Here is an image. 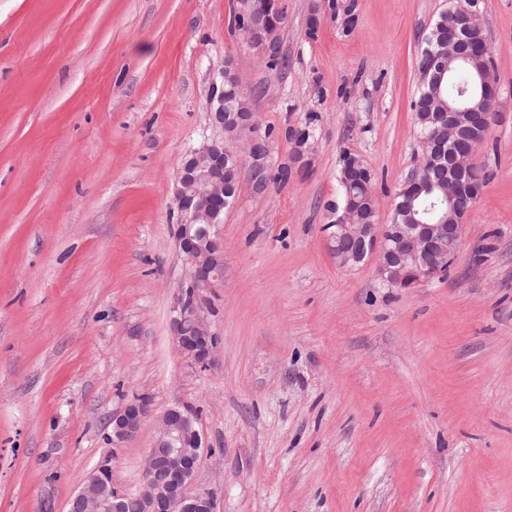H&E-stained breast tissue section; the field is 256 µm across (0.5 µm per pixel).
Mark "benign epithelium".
I'll return each mask as SVG.
<instances>
[{
	"label": "benign epithelium",
	"mask_w": 512,
	"mask_h": 512,
	"mask_svg": "<svg viewBox=\"0 0 512 512\" xmlns=\"http://www.w3.org/2000/svg\"><path fill=\"white\" fill-rule=\"evenodd\" d=\"M267 19L264 28L248 22L238 27L242 41L270 58L277 56V36L285 14L283 0L261 2ZM448 31L430 52L432 76L446 62L466 59L478 51L471 22L480 15L478 0H450ZM213 86L210 99L212 125L227 135L251 126L249 112L224 115V72ZM486 98L473 112L452 107L430 116L428 136L423 138L422 164L446 186L451 219L439 224H384L336 208L335 223L328 239L336 262L354 267L367 259L376 262L378 274L392 288H419L448 271L464 237L466 217L483 192V183L471 181L468 172L473 158L497 122L498 80L493 63L481 72ZM312 133L295 126L288 138L294 158H304ZM233 152L222 140H206L187 153L180 164L176 189L179 213L177 246L186 275L173 305L172 326L179 352L202 371L216 364L217 345L205 317L206 292L224 279V244L215 228L223 223L224 196L235 195L239 180L224 174V157ZM252 168L264 165L266 146L255 138L249 145ZM370 171L363 158L351 157L340 178L352 185ZM150 412L149 403L137 398L112 416V445L135 438ZM198 417L188 409L171 408L155 422L154 436L146 451L140 483L128 492L112 485L109 472L99 470L69 500L68 512H216V497L210 491H191L190 486L203 453Z\"/></svg>",
	"instance_id": "7a95c632"
}]
</instances>
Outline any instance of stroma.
Instances as JSON below:
<instances>
[{
    "mask_svg": "<svg viewBox=\"0 0 512 512\" xmlns=\"http://www.w3.org/2000/svg\"><path fill=\"white\" fill-rule=\"evenodd\" d=\"M236 3L0 0V512H66L104 466L135 488L175 406L198 415L193 487L218 512H512V0H479L500 111L474 158L483 194L447 276L414 289L338 266L325 226L346 151L388 223L448 0H285L275 66L231 29ZM228 59L255 113L228 146L259 138L267 159L243 163L224 214L202 371L171 327L175 193L183 156L223 136L210 95ZM137 397L150 418L113 447Z\"/></svg>",
    "mask_w": 512,
    "mask_h": 512,
    "instance_id": "1",
    "label": "stroma"
}]
</instances>
